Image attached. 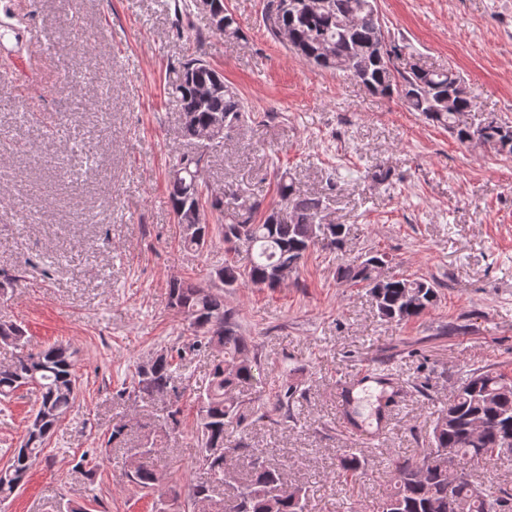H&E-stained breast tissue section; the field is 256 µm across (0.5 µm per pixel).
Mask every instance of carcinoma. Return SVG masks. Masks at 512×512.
Segmentation results:
<instances>
[{"label":"carcinoma","mask_w":512,"mask_h":512,"mask_svg":"<svg viewBox=\"0 0 512 512\" xmlns=\"http://www.w3.org/2000/svg\"><path fill=\"white\" fill-rule=\"evenodd\" d=\"M219 20L211 23L219 34L239 36L232 13L217 0ZM264 23L270 36L286 44L308 63L341 72L382 96L395 94L407 108L419 112L433 124L451 132L463 145L482 144L501 153L512 154V125L492 116L474 115L476 107L464 80L452 67L441 70L401 71L394 63L400 49L394 41L381 42L382 20L377 0H266ZM216 69L201 58L183 62L170 82L168 94L182 117V137L198 147L181 153L169 174V201L182 228L181 243L188 251H199L218 235L230 249L244 245L250 251L248 264L224 260L216 272L218 289L204 288L189 278H174L168 284V297L186 322L191 335L189 350L204 352L217 348L223 358L214 361L208 385L200 391L195 435L198 468L210 479L189 487L184 508L195 509L210 503L221 486L224 472L232 465L240 448L228 444L227 432L244 420L238 394L249 390L260 373L257 360L249 359L248 348L239 334L235 314L224 308V289L248 283L279 288L286 277L281 267L297 271L311 249L319 246L334 251L343 246L345 229L327 221L321 196L298 191L280 178V207L263 209L256 198L241 196L233 185L219 190L195 176L205 161L199 148L210 131L221 141L224 134L215 129L217 121L233 128L244 120L247 104L227 84L217 88ZM209 207L218 223L196 221L195 213ZM388 263L384 253L373 252L362 262L337 266V279L361 285L375 301L380 316L390 322L420 317L438 301L436 283L426 278L393 275L379 286L372 264ZM0 343L19 349L15 360L0 365V396L8 398L22 388L36 392V400L25 435L0 467V502L20 489L33 462L43 453L57 425L74 407L79 394L75 375L76 351L67 342H57L37 352L25 350V329L0 318ZM184 360L183 350L172 348L137 367L131 387L119 395L148 403L175 388L177 370ZM512 377L496 371L474 372L467 383L443 409L439 423L430 434L433 452L417 461L394 458V487L382 499L378 512H494L502 500L509 502L502 512H512V492L489 483L481 489L469 483L448 488V458L488 459L499 444L512 437ZM152 448L141 449L145 461L132 473V482L147 494L161 493V476L150 462ZM363 468L362 460L346 450L338 464V476L351 478ZM307 490L301 486L284 488L283 469L254 460L247 477L236 492L224 501L219 512H305Z\"/></svg>","instance_id":"1"}]
</instances>
